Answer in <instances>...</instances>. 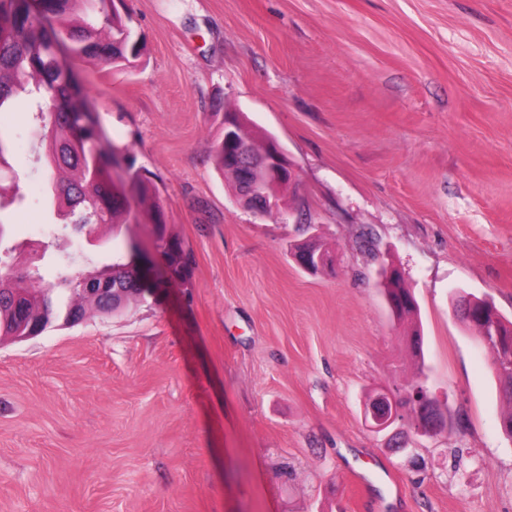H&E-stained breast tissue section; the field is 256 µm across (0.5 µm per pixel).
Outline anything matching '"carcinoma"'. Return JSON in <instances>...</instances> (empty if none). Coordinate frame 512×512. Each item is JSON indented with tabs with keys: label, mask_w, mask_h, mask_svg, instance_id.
<instances>
[{
	"label": "carcinoma",
	"mask_w": 512,
	"mask_h": 512,
	"mask_svg": "<svg viewBox=\"0 0 512 512\" xmlns=\"http://www.w3.org/2000/svg\"><path fill=\"white\" fill-rule=\"evenodd\" d=\"M146 48L121 15L114 0H0V112L23 100L41 127L44 151L35 153L43 179L38 204L46 216L60 221L39 244L38 261H51L56 275L44 282L39 265L14 259L27 245L4 244L6 224L0 221V340L26 329L61 321L67 309L82 317H107L131 301H143L158 284L145 282L138 270L139 251L129 247V259L101 267L75 270V259L59 250V236L88 240L101 226L122 223L125 196L112 186V159L119 149L110 142L91 114L88 95L61 77L62 68L80 60L107 70L134 66ZM15 151L0 134V211L26 200L11 164ZM135 190L149 202L156 248L172 267L174 278L186 277L189 258L179 239L167 232L163 207L155 191L136 171H128ZM503 395L512 401V368L499 367V349L486 345Z\"/></svg>",
	"instance_id": "1"
}]
</instances>
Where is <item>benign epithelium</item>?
I'll return each instance as SVG.
<instances>
[{"mask_svg":"<svg viewBox=\"0 0 512 512\" xmlns=\"http://www.w3.org/2000/svg\"><path fill=\"white\" fill-rule=\"evenodd\" d=\"M244 123L237 114H224V169L240 176L238 200L246 207L265 213L274 205V197L284 184L292 185L297 179L294 165L286 152L271 137H265L259 153L253 154L245 145ZM299 264L311 270L314 267L331 268L335 259L325 250L308 255ZM412 407L415 434L434 438L453 423L444 419L440 400L424 390L408 389L397 396L380 390L369 396L363 404L365 423L376 434H381L392 451L407 459L415 457V449L407 446L395 447L393 437L401 433L399 423L403 420L402 404Z\"/></svg>","mask_w":512,"mask_h":512,"instance_id":"benign-epithelium-1","label":"benign epithelium"}]
</instances>
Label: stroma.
Here are the masks:
<instances>
[{
  "label": "stroma",
  "mask_w": 512,
  "mask_h": 512,
  "mask_svg": "<svg viewBox=\"0 0 512 512\" xmlns=\"http://www.w3.org/2000/svg\"><path fill=\"white\" fill-rule=\"evenodd\" d=\"M125 10L142 62L73 68L122 150L117 176L131 162L153 183L191 276L167 278L133 191L125 223L69 243L82 267L136 243L161 286L112 316L0 342V512H512V402L455 308L470 293L512 316V0ZM224 112L297 167L296 194L270 213L242 207L214 166ZM0 128L34 189L28 109ZM0 219L33 246L47 231L32 203ZM311 235L334 271L297 265L291 247ZM387 265L418 301L411 319L389 311ZM420 376L460 424L420 438L403 407L413 464L362 405Z\"/></svg>",
  "instance_id": "stroma-1"
}]
</instances>
